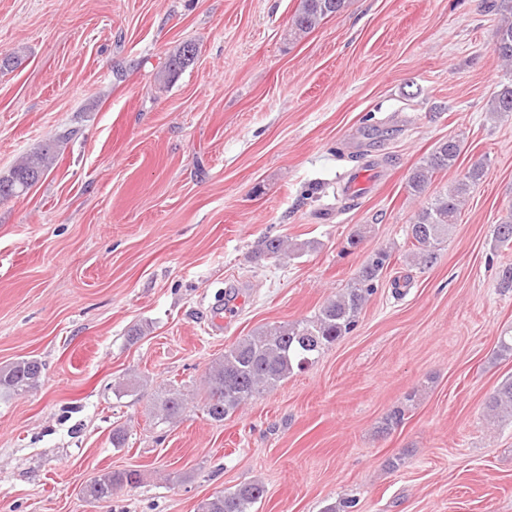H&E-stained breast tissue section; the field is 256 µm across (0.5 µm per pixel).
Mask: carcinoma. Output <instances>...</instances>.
I'll list each match as a JSON object with an SVG mask.
<instances>
[{
	"mask_svg": "<svg viewBox=\"0 0 512 512\" xmlns=\"http://www.w3.org/2000/svg\"><path fill=\"white\" fill-rule=\"evenodd\" d=\"M347 3L348 0H299L288 36L315 29L343 12ZM485 8L499 16L491 31V46L509 72L512 70V0H485ZM197 54L196 44L179 45L168 54L157 80L171 83L194 62ZM491 104L495 112H512V79L501 83ZM57 147V141H48L25 153L8 173L1 175L0 201L18 197L24 194V189L37 184L56 160ZM461 153L462 142L455 137L438 142L409 173L407 191L422 197L434 175L455 166ZM484 174L483 164H473L448 190L427 200L419 209L408 232L417 265L430 267L437 261L456 224L461 205ZM494 235L497 246H512V215L495 225ZM312 247L311 241L291 245L278 236H266L258 256H297ZM391 257L387 250L376 252L355 274L349 287L325 302L314 319L267 325L224 350V357L213 362L205 374L200 398L204 414L213 422H223L248 401L275 389L294 369H303L313 356L349 333L363 305L378 287L379 277ZM42 371V363L35 359L0 367V395H12L36 386ZM184 408V394L177 388H170L157 404L156 419L161 423L170 422L179 417ZM485 409L489 416L512 418V377L502 381L487 398ZM139 482L140 474L136 470L107 471L85 484L81 494L90 502L108 503L116 488ZM264 494L265 488L260 483L247 482L232 491L210 496L199 504V509L201 512H250L252 504Z\"/></svg>",
	"mask_w": 512,
	"mask_h": 512,
	"instance_id": "obj_1",
	"label": "carcinoma"
}]
</instances>
